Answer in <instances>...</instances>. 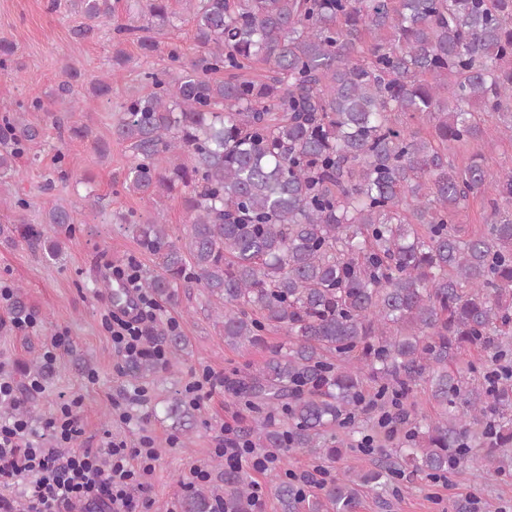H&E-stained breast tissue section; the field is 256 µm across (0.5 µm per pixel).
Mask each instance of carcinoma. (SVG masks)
Returning <instances> with one entry per match:
<instances>
[{
	"instance_id": "carcinoma-1",
	"label": "carcinoma",
	"mask_w": 512,
	"mask_h": 512,
	"mask_svg": "<svg viewBox=\"0 0 512 512\" xmlns=\"http://www.w3.org/2000/svg\"><path fill=\"white\" fill-rule=\"evenodd\" d=\"M85 23L75 45L114 16L115 0H73ZM148 25H119L141 56L158 51L150 28L171 24V0H145ZM201 54L178 71L147 69L152 90L119 105L112 135L132 150L122 184L143 199L182 195L184 240L160 210L128 230L156 259L142 288L161 301L197 283L215 305L224 342L256 345L263 331L286 341L254 371L227 384L287 426L254 421L257 448L299 449L334 461L362 433L366 387L412 397L428 385L435 413L403 418L404 434L369 473L343 469L311 493L281 482L282 512H355L363 489L386 490L393 469L446 473L476 460L483 478L505 473L512 447V379L469 368L489 353L512 363V168L491 157L456 161L448 143L484 134L498 118L512 141V0H182ZM261 65L265 74H249ZM224 74L219 78L218 74ZM75 69L40 102L68 111ZM109 72L92 101L112 103ZM13 148L0 151V184L39 129L18 111L5 121ZM70 136L107 152L88 125ZM495 192L484 195L489 181ZM481 198V225L458 224ZM47 232L26 235L44 256L60 254L74 210L57 203ZM172 358L186 339L158 326ZM156 362L129 364L156 377ZM165 413L184 431L191 407ZM227 512H247L248 484L224 468ZM183 512H214L213 494L191 490Z\"/></svg>"
}]
</instances>
